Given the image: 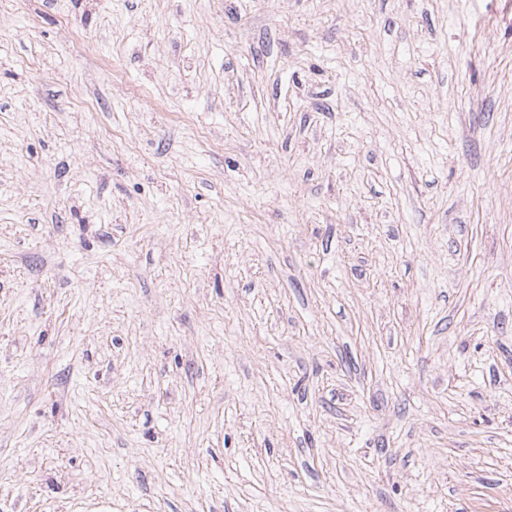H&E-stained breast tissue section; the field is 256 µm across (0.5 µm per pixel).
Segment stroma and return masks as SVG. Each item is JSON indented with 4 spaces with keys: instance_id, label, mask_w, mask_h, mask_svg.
<instances>
[{
    "instance_id": "stroma-1",
    "label": "stroma",
    "mask_w": 512,
    "mask_h": 512,
    "mask_svg": "<svg viewBox=\"0 0 512 512\" xmlns=\"http://www.w3.org/2000/svg\"><path fill=\"white\" fill-rule=\"evenodd\" d=\"M0 512H512V0H0Z\"/></svg>"
}]
</instances>
